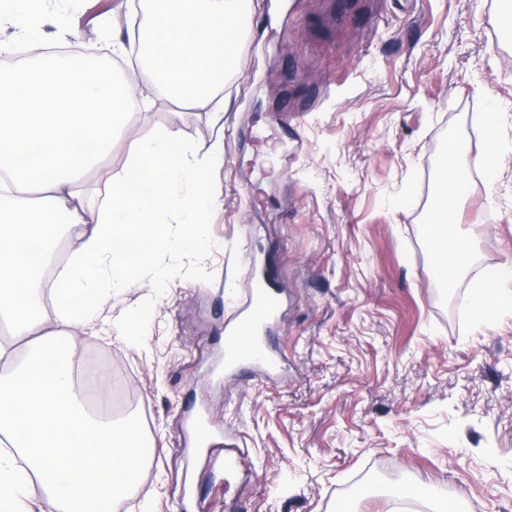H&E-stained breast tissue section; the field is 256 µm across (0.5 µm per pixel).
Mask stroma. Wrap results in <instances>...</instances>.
I'll return each instance as SVG.
<instances>
[{
	"label": "stroma",
	"mask_w": 512,
	"mask_h": 512,
	"mask_svg": "<svg viewBox=\"0 0 512 512\" xmlns=\"http://www.w3.org/2000/svg\"><path fill=\"white\" fill-rule=\"evenodd\" d=\"M122 0H67L71 26L23 34L0 25L13 55L78 46L114 61ZM499 0H251L224 111L151 105L128 114L141 136L183 113L218 197L205 252L160 251L134 287L70 338L76 384L127 376L133 416L156 453L122 512H403L361 485H428L459 512H512V311L485 327L467 305L472 279L512 265V35ZM510 145L494 183L475 163L482 115ZM468 175L462 222L476 248L468 277L440 287L426 238V162L443 139ZM125 140L84 171L88 207L121 174ZM274 274L275 368L225 369L254 263ZM133 327V338L118 336ZM202 416L223 454L193 448Z\"/></svg>",
	"instance_id": "obj_1"
}]
</instances>
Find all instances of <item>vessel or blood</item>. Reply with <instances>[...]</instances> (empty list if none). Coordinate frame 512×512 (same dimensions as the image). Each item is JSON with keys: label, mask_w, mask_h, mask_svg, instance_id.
Segmentation results:
<instances>
[{"label": "vessel or blood", "mask_w": 512, "mask_h": 512, "mask_svg": "<svg viewBox=\"0 0 512 512\" xmlns=\"http://www.w3.org/2000/svg\"><path fill=\"white\" fill-rule=\"evenodd\" d=\"M277 309L273 283L264 271H257L238 321L225 330V366L271 363L268 333Z\"/></svg>", "instance_id": "1"}]
</instances>
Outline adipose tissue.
Instances as JSON below:
<instances>
[{"label":"adipose tissue","instance_id":"adipose-tissue-1","mask_svg":"<svg viewBox=\"0 0 512 512\" xmlns=\"http://www.w3.org/2000/svg\"><path fill=\"white\" fill-rule=\"evenodd\" d=\"M249 0H150L151 80L187 104H208L236 63ZM135 81L82 63L55 60L39 68H0V323L24 345L17 370L0 376V512H17L31 479L46 512H84L100 497L136 491L154 444L130 415L95 417L76 387L66 333L83 328L112 292L131 287L174 240L160 215L211 207L209 164L224 159L216 139L205 158L183 140L178 120L141 138L127 112ZM129 143L123 174L100 193L87 221L74 182L78 166L104 157L114 135ZM467 176L456 145L441 158L435 206L427 225L432 264L445 288L469 272L474 238L460 226ZM193 194H171L174 184ZM71 248L54 273L58 329L33 312V289L59 239ZM112 256L103 271L101 256ZM472 312L482 323L512 308V267L475 283Z\"/></svg>","mask_w":512,"mask_h":512}]
</instances>
